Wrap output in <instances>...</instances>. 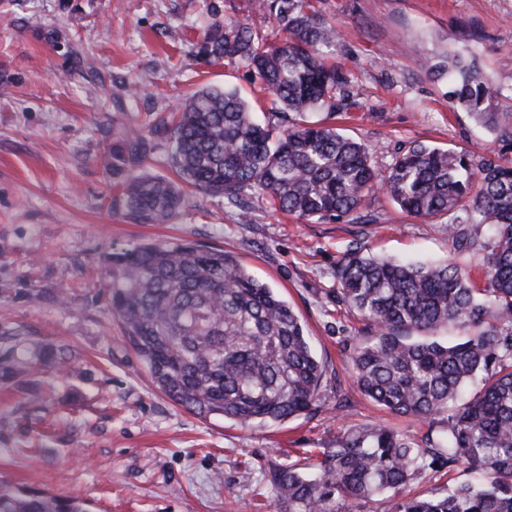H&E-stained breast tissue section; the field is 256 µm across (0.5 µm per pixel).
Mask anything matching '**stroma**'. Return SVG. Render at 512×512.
Instances as JSON below:
<instances>
[{"label": "stroma", "mask_w": 512, "mask_h": 512, "mask_svg": "<svg viewBox=\"0 0 512 512\" xmlns=\"http://www.w3.org/2000/svg\"><path fill=\"white\" fill-rule=\"evenodd\" d=\"M208 0H0V483L82 501L88 512H281L274 469L303 466L350 425L418 440L429 425L390 415L352 384L351 355L371 333L334 277L349 245L477 269L454 250L443 217L414 218L387 195L362 219L306 221L256 192L241 205L188 191L169 224L125 215L100 156L119 133L149 131L176 97L234 87L257 118L281 116L243 68L197 55ZM339 38L329 62L350 79L330 122L369 149L386 175L416 143L487 154L490 132L449 107L429 73L468 49L493 86H512V0H313ZM40 28L23 26L22 17ZM57 43L43 40V33ZM80 42L85 62L63 47ZM118 77L102 91L85 64ZM137 99H127L128 89ZM127 100L125 111L115 97ZM190 241L236 256L300 316L324 366L320 396L300 415L241 427L200 418L154 384L101 286L112 251ZM70 365L41 363L45 348Z\"/></svg>", "instance_id": "obj_1"}]
</instances>
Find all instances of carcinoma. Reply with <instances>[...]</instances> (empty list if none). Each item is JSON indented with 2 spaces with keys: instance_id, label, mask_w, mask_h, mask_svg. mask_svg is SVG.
Returning <instances> with one entry per match:
<instances>
[{
  "instance_id": "obj_1",
  "label": "carcinoma",
  "mask_w": 512,
  "mask_h": 512,
  "mask_svg": "<svg viewBox=\"0 0 512 512\" xmlns=\"http://www.w3.org/2000/svg\"><path fill=\"white\" fill-rule=\"evenodd\" d=\"M287 36L262 41L248 23L224 19L209 0L210 24L197 54L241 66L273 93L284 114L277 137L257 123L235 89L203 88L182 98L146 137L128 128L102 157L119 181L126 215L168 224L184 202L181 185L236 202L247 190L303 220L358 213L386 193L410 215L448 216L456 249L483 252L481 283L456 263H406L350 247L336 268L339 292L373 335L351 356L358 390L392 414L445 420L425 446L382 426H350L309 477L274 472L286 512H336L339 501L392 493L391 512H512V114L495 111L501 90L463 53L431 67L448 102L486 127L491 157L426 144L375 173L365 145L310 119L336 109L348 86L322 50L336 28L311 0H259ZM169 144L177 180L143 166L153 139ZM490 227L482 237L468 227ZM103 278L125 337L174 403L240 425L278 422L316 400L323 368L295 310L230 253L193 242L144 243L111 253ZM461 336L442 341L437 333ZM464 469L474 478L441 496L404 488L422 470ZM0 512H85L71 498L22 495L0 484Z\"/></svg>"
}]
</instances>
